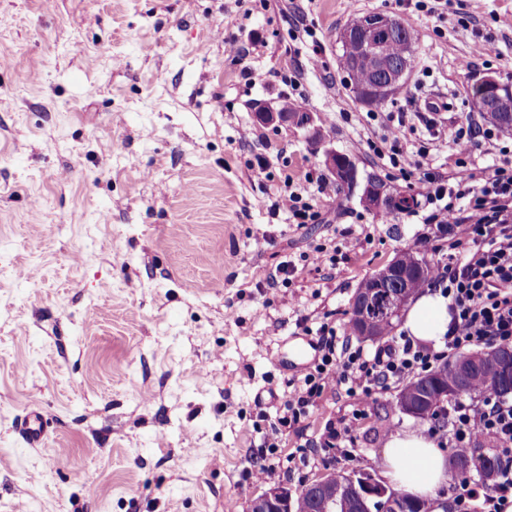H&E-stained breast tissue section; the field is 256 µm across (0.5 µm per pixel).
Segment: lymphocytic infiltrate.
Returning a JSON list of instances; mask_svg holds the SVG:
<instances>
[{
	"mask_svg": "<svg viewBox=\"0 0 512 512\" xmlns=\"http://www.w3.org/2000/svg\"><path fill=\"white\" fill-rule=\"evenodd\" d=\"M407 112L382 115L383 133L369 149L388 159L405 176H418L426 223L435 237L450 240L455 255L438 263L427 282L448 300L451 321L443 348L437 349L399 334L374 351L339 345L337 334L321 325L313 372L291 382L285 409L290 422H300L329 386H345L348 394L371 405L379 391L432 370L450 353L469 347L512 344V147L499 149L501 160L475 177L464 160L454 173L424 167L407 147ZM441 442L452 448L470 447L480 435L504 455L491 490L480 480L455 482V499L475 512H502L512 497V401L482 393L477 400L442 407L434 418Z\"/></svg>",
	"mask_w": 512,
	"mask_h": 512,
	"instance_id": "f902f5d3",
	"label": "lymphocytic infiltrate"
}]
</instances>
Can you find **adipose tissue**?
<instances>
[{
  "mask_svg": "<svg viewBox=\"0 0 512 512\" xmlns=\"http://www.w3.org/2000/svg\"><path fill=\"white\" fill-rule=\"evenodd\" d=\"M448 301L440 294L419 296L405 314L404 328L410 336L424 341H436L448 329ZM383 475L402 491L436 498L448 483V462L440 448L417 432H402L392 436L382 455Z\"/></svg>",
  "mask_w": 512,
  "mask_h": 512,
  "instance_id": "1",
  "label": "adipose tissue"
}]
</instances>
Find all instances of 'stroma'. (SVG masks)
Listing matches in <instances>:
<instances>
[{"mask_svg":"<svg viewBox=\"0 0 512 512\" xmlns=\"http://www.w3.org/2000/svg\"><path fill=\"white\" fill-rule=\"evenodd\" d=\"M366 12L414 28L385 105L411 113L410 144L448 173L460 156L499 162L497 142L463 152L454 132L472 76L512 80V0H452L441 21L398 0H0V512H249L272 486L381 474L391 435L429 433L393 388L332 448L329 423L360 407L343 386L279 422L318 356L307 329L374 349L349 328L357 289L435 232L344 84L338 36ZM487 36L500 56L475 54ZM292 94L314 128L255 121V104ZM327 149L415 205L368 211ZM288 186L323 223L276 209ZM285 261L287 282L259 286ZM31 410L47 429L34 446L17 431ZM324 164L329 171L336 178L339 184L346 183L349 181L355 169H353L347 161H345L338 152L332 149L324 150L323 152Z\"/></svg>","mask_w":512,"mask_h":512,"instance_id":"35a3bbf8","label":"stroma"}]
</instances>
